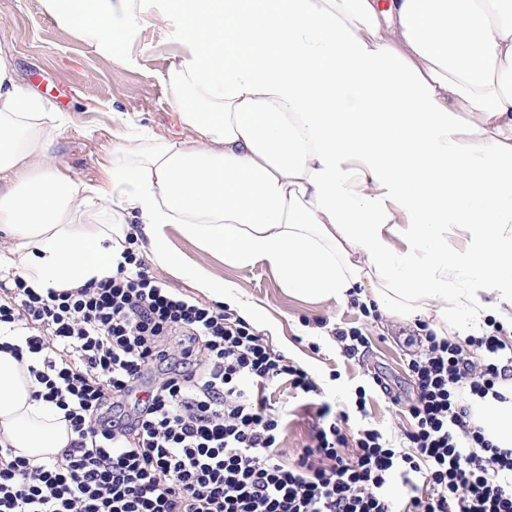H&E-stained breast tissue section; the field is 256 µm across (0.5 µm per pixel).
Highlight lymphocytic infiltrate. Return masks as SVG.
I'll return each instance as SVG.
<instances>
[{"label": "lymphocytic infiltrate", "instance_id": "obj_1", "mask_svg": "<svg viewBox=\"0 0 512 512\" xmlns=\"http://www.w3.org/2000/svg\"><path fill=\"white\" fill-rule=\"evenodd\" d=\"M19 323L41 363L38 395L75 439L40 462L0 447V512H512V448L494 443L471 400L506 402L512 349L489 331L427 344L409 362L415 396L402 448L319 412L314 444L280 463L267 386L309 374L244 320L167 288L134 251L112 277L45 293L16 280L0 324ZM329 466H319V459ZM410 491L396 502L387 485Z\"/></svg>", "mask_w": 512, "mask_h": 512}]
</instances>
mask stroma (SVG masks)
I'll list each match as a JSON object with an SVG mask.
<instances>
[{
    "label": "stroma",
    "instance_id": "1",
    "mask_svg": "<svg viewBox=\"0 0 512 512\" xmlns=\"http://www.w3.org/2000/svg\"><path fill=\"white\" fill-rule=\"evenodd\" d=\"M0 47L14 59L20 85L40 94L63 113L68 125L57 146L58 165L79 182H103L100 165L112 149L113 112L129 114L139 128L161 139L189 141L194 132L181 124L168 88L173 55L182 46L152 25H144L126 60L101 55L47 15L41 0H0ZM169 245L186 264L234 285L256 316L250 324L277 352L302 367L320 390L332 413L348 414V434L362 428L379 430L393 447L402 440L394 430L401 416L381 390L387 381L403 400L413 396L410 358L421 354L414 321L365 315L356 298L310 300L283 288L265 265L240 268L225 264L177 227L166 230ZM357 327L370 343L355 358H346L337 328ZM365 389V412L355 405ZM266 393L280 426L278 451L283 464L293 463L312 440L318 408L296 398L280 379Z\"/></svg>",
    "mask_w": 512,
    "mask_h": 512
}]
</instances>
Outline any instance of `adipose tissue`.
I'll return each mask as SVG.
<instances>
[{
  "mask_svg": "<svg viewBox=\"0 0 512 512\" xmlns=\"http://www.w3.org/2000/svg\"><path fill=\"white\" fill-rule=\"evenodd\" d=\"M43 2L100 53L124 56L148 21L182 43L168 80L196 138H148L118 116L104 183L76 182L56 163L62 115L0 56L1 270L40 293L111 277L136 224L154 262L241 307L169 246L174 225L303 297L453 323L491 295L512 313V0ZM39 360L0 350V443L34 460L75 437L36 396ZM475 412L512 445V403Z\"/></svg>",
  "mask_w": 512,
  "mask_h": 512,
  "instance_id": "adipose-tissue-1",
  "label": "adipose tissue"
}]
</instances>
